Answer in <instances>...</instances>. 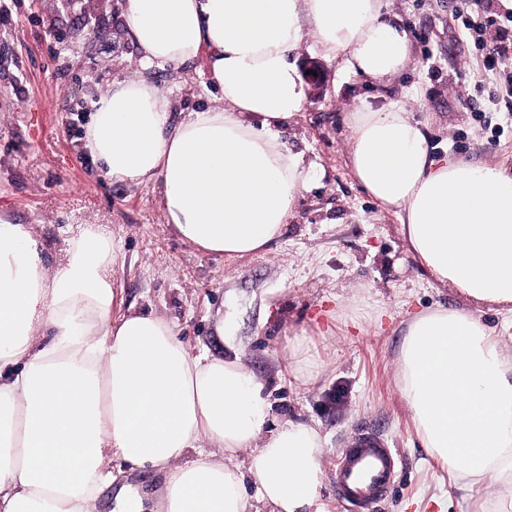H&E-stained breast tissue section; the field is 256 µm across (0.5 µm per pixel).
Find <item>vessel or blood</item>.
I'll list each match as a JSON object with an SVG mask.
<instances>
[{
    "label": "vessel or blood",
    "mask_w": 512,
    "mask_h": 512,
    "mask_svg": "<svg viewBox=\"0 0 512 512\" xmlns=\"http://www.w3.org/2000/svg\"><path fill=\"white\" fill-rule=\"evenodd\" d=\"M398 466L393 449L366 429L338 455L331 480L337 497L351 512H373L391 488Z\"/></svg>",
    "instance_id": "obj_1"
}]
</instances>
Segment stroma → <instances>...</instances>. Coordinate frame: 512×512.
<instances>
[{"mask_svg": "<svg viewBox=\"0 0 512 512\" xmlns=\"http://www.w3.org/2000/svg\"><path fill=\"white\" fill-rule=\"evenodd\" d=\"M462 0H388L412 55L378 83L326 58L315 36L291 61L306 94L279 133L302 153L310 184L280 235L243 258L203 252L166 224L159 182L112 180L83 147L94 105L130 77L169 100L170 121L218 106L209 54L182 64L143 63L124 0H0V218L33 225L46 264L82 224L104 226L119 254L114 314L151 312L197 354L237 353L265 384L269 424L302 422L325 439L323 472L370 427L401 460L374 512H496V488L463 490L415 432L398 383L408 323L439 307H469L410 253L398 218L381 211L348 165L350 116L359 100L404 106L428 121L436 155L491 163L512 175V112L490 109L493 75L451 20ZM318 63L317 78L307 77ZM482 96H468L475 84Z\"/></svg>", "mask_w": 512, "mask_h": 512, "instance_id": "obj_1", "label": "stroma"}]
</instances>
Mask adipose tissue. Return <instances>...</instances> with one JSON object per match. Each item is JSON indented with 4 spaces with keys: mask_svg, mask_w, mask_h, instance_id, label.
Masks as SVG:
<instances>
[{
    "mask_svg": "<svg viewBox=\"0 0 512 512\" xmlns=\"http://www.w3.org/2000/svg\"><path fill=\"white\" fill-rule=\"evenodd\" d=\"M125 17L145 61L210 50L222 104L173 125L160 90L131 79L98 102L85 147L113 180L160 179L168 225L231 259L278 237L308 185L302 153L276 131L304 108L288 56L306 32L375 81L410 53L383 0H125ZM352 117V172L398 216L422 267L469 302L512 312V176L434 158L402 106L363 103ZM118 260L111 234L85 224L46 265L31 225L0 219V512H94L113 456L163 473L161 512H247L250 479L271 512H325L320 432L266 431L264 386L239 357L193 354L151 313L112 318ZM398 384L452 480L512 484V355L494 330L465 310L419 314ZM247 447L246 465L225 461Z\"/></svg>",
    "mask_w": 512,
    "mask_h": 512,
    "instance_id": "ef3b65f1",
    "label": "adipose tissue"
}]
</instances>
